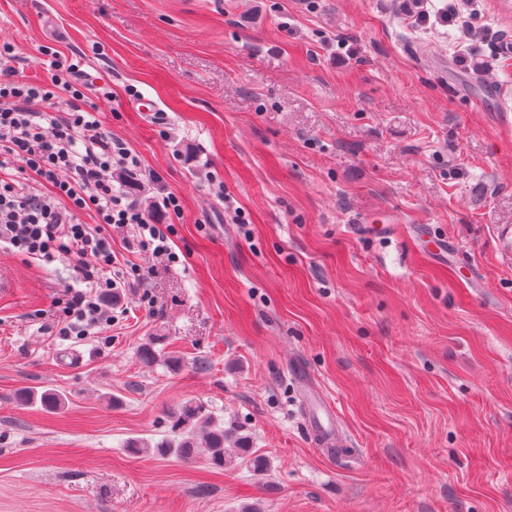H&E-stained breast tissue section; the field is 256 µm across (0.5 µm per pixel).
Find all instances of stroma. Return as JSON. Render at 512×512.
Returning <instances> with one entry per match:
<instances>
[{
    "label": "stroma",
    "instance_id": "35a3bbf8",
    "mask_svg": "<svg viewBox=\"0 0 512 512\" xmlns=\"http://www.w3.org/2000/svg\"><path fill=\"white\" fill-rule=\"evenodd\" d=\"M443 6L0 0L27 79L48 77L41 46L82 58L86 105L141 163L137 203L182 202L157 216L177 264L113 228L118 269L145 278L83 336L54 305L85 287L77 258L0 249V512H512V260L494 244L512 224V0H460L469 32ZM154 337L181 369L140 363ZM304 377L343 449L315 446ZM27 386L69 403L22 405ZM191 400L268 470L156 455Z\"/></svg>",
    "mask_w": 512,
    "mask_h": 512
}]
</instances>
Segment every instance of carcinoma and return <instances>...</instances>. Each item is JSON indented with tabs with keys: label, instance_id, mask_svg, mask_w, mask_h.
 I'll list each match as a JSON object with an SVG mask.
<instances>
[{
	"label": "carcinoma",
	"instance_id": "1",
	"mask_svg": "<svg viewBox=\"0 0 512 512\" xmlns=\"http://www.w3.org/2000/svg\"><path fill=\"white\" fill-rule=\"evenodd\" d=\"M20 399L38 403L49 410H60L67 398L54 389L38 390L31 387L20 393ZM170 435L156 442L159 456H176L185 460L203 452L218 468L246 463L257 471L267 469V459L255 454L249 440L241 435H228L217 422L207 403L189 401L168 415Z\"/></svg>",
	"mask_w": 512,
	"mask_h": 512
}]
</instances>
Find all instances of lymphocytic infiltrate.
Returning a JSON list of instances; mask_svg holds the SVG:
<instances>
[{
    "label": "lymphocytic infiltrate",
    "instance_id": "obj_1",
    "mask_svg": "<svg viewBox=\"0 0 512 512\" xmlns=\"http://www.w3.org/2000/svg\"><path fill=\"white\" fill-rule=\"evenodd\" d=\"M14 59L11 47L0 48V167L20 162L30 181L48 189L33 191L28 183L0 177V247L30 260L78 257L77 273L90 288L65 289L56 304L66 329L81 336L89 326L112 320L99 298L116 286L111 269L117 256L102 225H136L145 249L175 263L179 257L167 244L173 227L152 223L114 190L107 175L112 165L133 174L139 160L85 109L79 64L52 59L48 80L33 83L19 75ZM61 94L71 100L68 110H35V103H51ZM78 142L83 151H75ZM84 211L95 213L96 225L78 222Z\"/></svg>",
    "mask_w": 512,
    "mask_h": 512
}]
</instances>
